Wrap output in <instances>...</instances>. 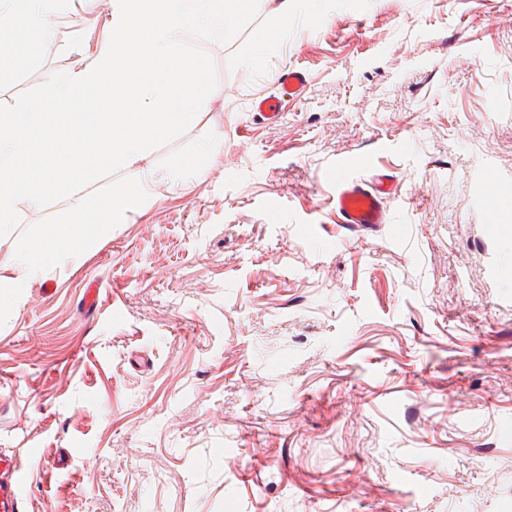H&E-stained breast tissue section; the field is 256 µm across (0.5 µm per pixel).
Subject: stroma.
<instances>
[{"label": "stroma", "instance_id": "35a3bbf8", "mask_svg": "<svg viewBox=\"0 0 512 512\" xmlns=\"http://www.w3.org/2000/svg\"><path fill=\"white\" fill-rule=\"evenodd\" d=\"M185 30L220 94L156 166L164 192L0 308V450L28 512H512V0H312ZM104 0H57L56 43L0 75L43 93ZM304 68L279 123L251 105ZM389 174L392 221L337 223L325 171ZM21 205L17 248L76 200ZM103 303L86 310L85 284ZM273 3V7L267 12V24L265 29L260 33L257 41V49L249 57V63L253 66L260 63L261 48L270 39L277 37L291 28L298 14L301 12L303 2L300 0H269Z\"/></svg>", "mask_w": 512, "mask_h": 512}]
</instances>
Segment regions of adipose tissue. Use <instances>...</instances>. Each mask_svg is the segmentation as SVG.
Segmentation results:
<instances>
[{"instance_id": "ef3b65f1", "label": "adipose tissue", "mask_w": 512, "mask_h": 512, "mask_svg": "<svg viewBox=\"0 0 512 512\" xmlns=\"http://www.w3.org/2000/svg\"><path fill=\"white\" fill-rule=\"evenodd\" d=\"M54 0H9L0 35L22 36L0 47V73L16 68L32 47L55 44ZM256 0H107L99 32L87 33L69 66L46 90L15 109L0 108V239L11 235L18 207L72 195L120 172L108 192L77 203L66 220L47 225L22 246L14 274L0 282V305L62 259L80 255L113 225L140 211L146 197L197 181L217 150L203 141L194 156L157 169L152 146L197 124L198 108L217 97L202 57L186 52L185 28L223 33L250 14Z\"/></svg>"}]
</instances>
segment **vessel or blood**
Instances as JSON below:
<instances>
[{
    "label": "vessel or blood",
    "instance_id": "vessel-or-blood-1",
    "mask_svg": "<svg viewBox=\"0 0 512 512\" xmlns=\"http://www.w3.org/2000/svg\"><path fill=\"white\" fill-rule=\"evenodd\" d=\"M306 84L302 70L288 69L278 78V96L254 101L251 109L266 120L276 121L283 102L300 97ZM330 179L336 188V215L340 223L348 226L390 223L383 199L394 191L395 183L387 175L380 174L366 182L354 178L348 163L339 161L332 166ZM27 483L28 476L21 463L9 456L0 457V512H26Z\"/></svg>",
    "mask_w": 512,
    "mask_h": 512
}]
</instances>
